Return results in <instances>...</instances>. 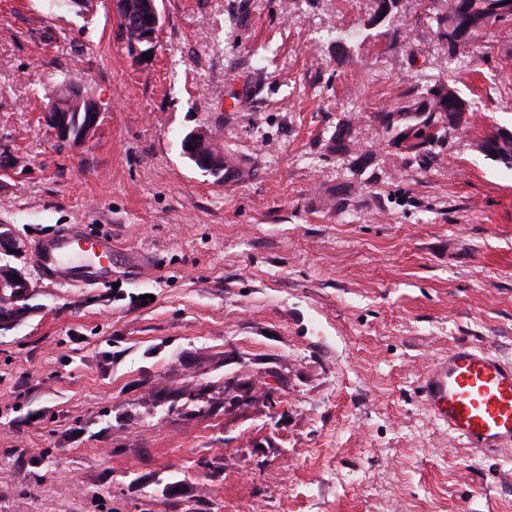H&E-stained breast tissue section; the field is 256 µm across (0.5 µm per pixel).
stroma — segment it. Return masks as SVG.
I'll list each match as a JSON object with an SVG mask.
<instances>
[{
    "mask_svg": "<svg viewBox=\"0 0 512 512\" xmlns=\"http://www.w3.org/2000/svg\"><path fill=\"white\" fill-rule=\"evenodd\" d=\"M158 6L141 60L108 0H0V224L31 282L0 328V512H512V452L418 389L460 341L512 361V169L479 147L512 129V20L421 165L377 119L438 53L419 0L370 27L371 0ZM61 80L104 113L79 146L42 121ZM199 127L237 176L182 155ZM69 224L111 238V279H46Z\"/></svg>",
    "mask_w": 512,
    "mask_h": 512,
    "instance_id": "35a3bbf8",
    "label": "stroma"
}]
</instances>
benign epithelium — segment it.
Here are the masks:
<instances>
[{"label": "benign epithelium", "instance_id": "benign-epithelium-1", "mask_svg": "<svg viewBox=\"0 0 512 512\" xmlns=\"http://www.w3.org/2000/svg\"><path fill=\"white\" fill-rule=\"evenodd\" d=\"M113 13L119 18L122 37L128 49L138 56L155 52L162 31L161 14L158 0H146L143 14L131 16L124 12L121 0H110ZM90 98L85 88L63 81L58 87L56 98L44 112L43 120L55 137L71 145H78L89 140L99 129L104 115L96 103L82 108V100ZM85 112L83 120L72 117L74 112ZM15 251L19 255L24 245L12 233L10 225H0V253ZM0 277L12 286L9 295L0 294V325H12L22 318L21 305L29 296L31 284L22 269L5 267L0 270Z\"/></svg>", "mask_w": 512, "mask_h": 512}]
</instances>
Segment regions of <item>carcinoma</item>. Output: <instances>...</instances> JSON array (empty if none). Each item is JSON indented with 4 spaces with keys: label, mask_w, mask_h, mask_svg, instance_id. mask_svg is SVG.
Listing matches in <instances>:
<instances>
[{
    "label": "carcinoma",
    "mask_w": 512,
    "mask_h": 512,
    "mask_svg": "<svg viewBox=\"0 0 512 512\" xmlns=\"http://www.w3.org/2000/svg\"><path fill=\"white\" fill-rule=\"evenodd\" d=\"M512 0H427L426 19L436 28L438 49L448 61L474 63L479 57V39L493 24L512 20L505 12ZM413 83L404 98L386 112L380 113L381 124L389 143L415 158L429 156L448 137V126L464 121L472 111V102L449 84L447 74L431 73L426 68L414 69ZM496 129L480 143L490 149L488 155L512 169V137H499ZM194 150L209 156L217 177L226 171V154L217 152L211 140L199 141Z\"/></svg>",
    "instance_id": "obj_1"
}]
</instances>
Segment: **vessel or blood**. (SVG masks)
Instances as JSON below:
<instances>
[{"mask_svg": "<svg viewBox=\"0 0 512 512\" xmlns=\"http://www.w3.org/2000/svg\"><path fill=\"white\" fill-rule=\"evenodd\" d=\"M86 239L81 225L43 240L37 249L44 273L67 282L79 273L67 257ZM89 240V239H86ZM102 258L112 255L107 239L89 240ZM421 400L449 435L483 453L512 448V362L485 346L458 343L431 364L421 381Z\"/></svg>", "mask_w": 512, "mask_h": 512, "instance_id": "obj_1", "label": "vessel or blood"}]
</instances>
